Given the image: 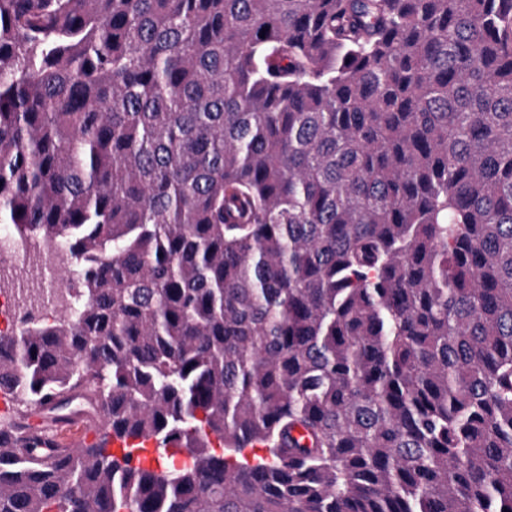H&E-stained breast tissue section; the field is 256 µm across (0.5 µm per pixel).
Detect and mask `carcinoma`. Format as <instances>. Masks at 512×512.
<instances>
[{
	"label": "carcinoma",
	"instance_id": "1",
	"mask_svg": "<svg viewBox=\"0 0 512 512\" xmlns=\"http://www.w3.org/2000/svg\"><path fill=\"white\" fill-rule=\"evenodd\" d=\"M0 224V512H512V0H0ZM63 251L55 245L35 239L15 238L0 229V335L12 336L25 315L33 310L28 295L38 293L35 310L51 321L67 307L73 311L82 295V283L64 273ZM9 272L14 284L1 288V275Z\"/></svg>",
	"mask_w": 512,
	"mask_h": 512
}]
</instances>
